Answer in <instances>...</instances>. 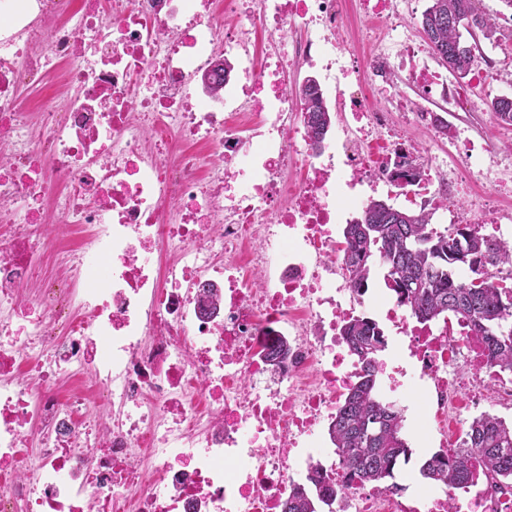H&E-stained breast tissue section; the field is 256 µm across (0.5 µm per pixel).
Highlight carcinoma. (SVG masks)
I'll return each instance as SVG.
<instances>
[{
	"instance_id": "1",
	"label": "carcinoma",
	"mask_w": 512,
	"mask_h": 512,
	"mask_svg": "<svg viewBox=\"0 0 512 512\" xmlns=\"http://www.w3.org/2000/svg\"><path fill=\"white\" fill-rule=\"evenodd\" d=\"M478 0H431L421 20L423 35L441 63L459 79L477 65L473 51L461 53L459 22L470 19L473 28L491 40L498 33L495 20L478 12ZM306 114L309 140L329 132L330 110L315 85L292 89ZM499 125L512 127V99L490 102ZM432 213L401 211L382 200L369 198L359 219L343 228L346 250L343 263L353 285L371 282L376 268L385 270L384 281L399 304L418 322L453 315L468 324L487 346V369L492 374H512V290L492 281L491 268L512 266V244L479 234L469 224H452L439 230ZM482 277L478 284L464 280L457 270ZM342 336L357 358L360 372L336 410L330 439L343 466L338 490L353 485L381 484L395 492V471L408 463L412 449L405 438L404 415L377 392L376 362L385 349L376 323L363 315L351 317ZM466 440L451 455L440 452L419 468L422 478L448 489H461L480 470L486 482L498 488L512 486V424L484 412L473 418ZM333 512L330 495L315 482L288 495L284 512Z\"/></svg>"
}]
</instances>
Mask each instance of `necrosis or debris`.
Instances as JSON below:
<instances>
[{"label":"necrosis or debris","mask_w":512,"mask_h":512,"mask_svg":"<svg viewBox=\"0 0 512 512\" xmlns=\"http://www.w3.org/2000/svg\"><path fill=\"white\" fill-rule=\"evenodd\" d=\"M409 2L363 0L366 54L342 46L349 0H0V512H283L314 474L339 481L326 434L359 366L338 330L370 290L341 262L337 186L393 184L403 161L426 204L481 232L512 218L511 152L472 168L458 136L423 161L407 130L443 118L377 103L396 72L454 92L418 68ZM219 51L236 75L198 97ZM302 66L345 114L320 148L288 94ZM56 74L66 91L21 108L18 86ZM399 325L413 366L380 373L397 400L426 383L440 448L462 444L463 407H512L463 321ZM451 507L512 512V488L477 474L335 505Z\"/></svg>","instance_id":"necrosis-or-debris-1"}]
</instances>
